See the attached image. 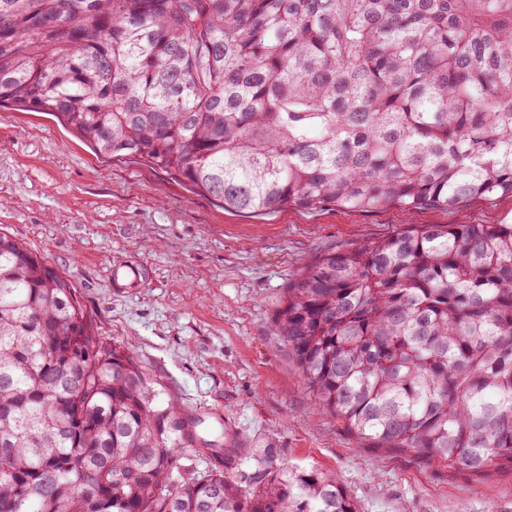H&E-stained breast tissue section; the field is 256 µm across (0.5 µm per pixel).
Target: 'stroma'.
<instances>
[{"mask_svg": "<svg viewBox=\"0 0 512 512\" xmlns=\"http://www.w3.org/2000/svg\"><path fill=\"white\" fill-rule=\"evenodd\" d=\"M511 224L512 197L448 210L225 211L146 164L107 160L51 114L0 108V233L76 289L95 335L163 383L186 411L244 431L238 475L266 463L336 473L360 512H512V471L430 467L349 436L317 403L273 320L315 256L403 224ZM141 263L116 288L113 267Z\"/></svg>", "mask_w": 512, "mask_h": 512, "instance_id": "obj_1", "label": "stroma"}]
</instances>
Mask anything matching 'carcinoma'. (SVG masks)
I'll use <instances>...</instances> for the list:
<instances>
[{
  "label": "carcinoma",
  "mask_w": 512,
  "mask_h": 512,
  "mask_svg": "<svg viewBox=\"0 0 512 512\" xmlns=\"http://www.w3.org/2000/svg\"><path fill=\"white\" fill-rule=\"evenodd\" d=\"M0 107L227 211L512 197V0H0ZM274 329L358 442L512 469V224L314 257ZM198 420L0 234V512H359L334 473L204 453Z\"/></svg>",
  "instance_id": "obj_1"
}]
</instances>
